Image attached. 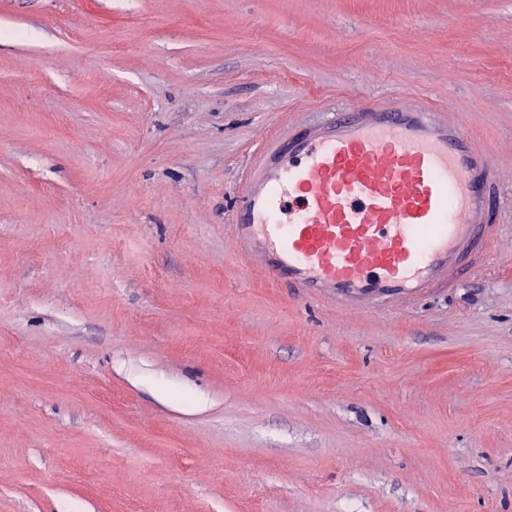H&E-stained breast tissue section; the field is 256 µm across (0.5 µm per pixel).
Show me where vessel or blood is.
Wrapping results in <instances>:
<instances>
[{
    "mask_svg": "<svg viewBox=\"0 0 512 512\" xmlns=\"http://www.w3.org/2000/svg\"><path fill=\"white\" fill-rule=\"evenodd\" d=\"M504 206L471 132L396 98L266 138L228 221L235 247L301 298L372 309L481 271Z\"/></svg>",
    "mask_w": 512,
    "mask_h": 512,
    "instance_id": "b4317fda",
    "label": "vessel or blood"
}]
</instances>
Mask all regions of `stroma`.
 <instances>
[{"label":"stroma","mask_w":512,"mask_h":512,"mask_svg":"<svg viewBox=\"0 0 512 512\" xmlns=\"http://www.w3.org/2000/svg\"><path fill=\"white\" fill-rule=\"evenodd\" d=\"M399 96L512 189V0H0V512H512V212L372 311L225 222L270 129Z\"/></svg>","instance_id":"stroma-1"}]
</instances>
